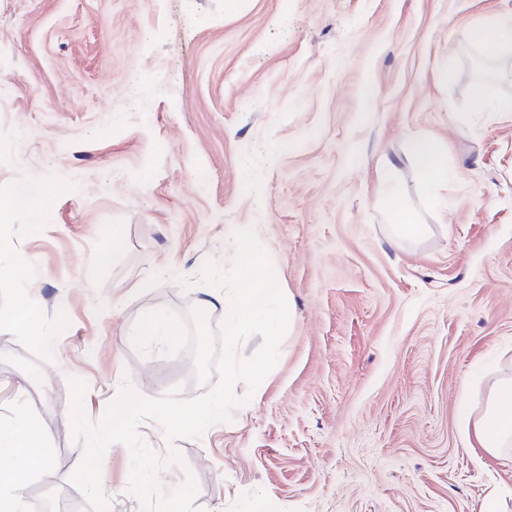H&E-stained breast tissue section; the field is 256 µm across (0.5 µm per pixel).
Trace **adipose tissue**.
Returning a JSON list of instances; mask_svg holds the SVG:
<instances>
[{
	"label": "adipose tissue",
	"instance_id": "ef3b65f1",
	"mask_svg": "<svg viewBox=\"0 0 512 512\" xmlns=\"http://www.w3.org/2000/svg\"><path fill=\"white\" fill-rule=\"evenodd\" d=\"M485 56L496 60L512 52V13L487 18L474 33ZM412 162L423 181L447 184L450 174L444 147L435 139L420 138L411 148ZM478 445L498 458L512 455V378H498L491 386L484 413L473 423ZM46 456L29 460L27 468L0 470V512H22V493L28 470L45 466Z\"/></svg>",
	"mask_w": 512,
	"mask_h": 512
}]
</instances>
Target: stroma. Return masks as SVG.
Masks as SVG:
<instances>
[{
	"label": "stroma",
	"instance_id": "35a3bbf8",
	"mask_svg": "<svg viewBox=\"0 0 512 512\" xmlns=\"http://www.w3.org/2000/svg\"><path fill=\"white\" fill-rule=\"evenodd\" d=\"M512 0H0V195L51 184L37 215L0 223V422L35 423L46 466L26 496L68 481L67 379L99 420L130 384L204 393L193 353H139L161 305L192 328L208 262L230 268L232 227L257 225L295 311L245 411L169 462L201 512H483L512 463L471 447L467 418L512 375V112L482 110L471 30ZM445 143L448 185L424 188L409 142ZM398 189L424 236L398 239L378 198ZM123 241L113 250V236ZM108 265H100L102 253ZM151 287H143V280ZM46 329L8 322L21 299ZM41 380L27 385L26 376ZM131 453L103 458L111 512H140ZM10 320L26 336L36 339L44 346L51 344V338L42 330L43 312L37 304L22 300L14 309Z\"/></svg>",
	"mask_w": 512,
	"mask_h": 512
}]
</instances>
